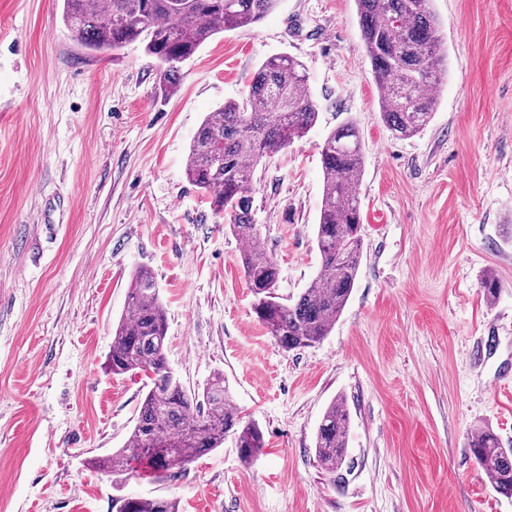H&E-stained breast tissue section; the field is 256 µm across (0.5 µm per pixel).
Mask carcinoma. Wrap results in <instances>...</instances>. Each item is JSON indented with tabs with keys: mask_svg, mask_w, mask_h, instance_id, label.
Returning a JSON list of instances; mask_svg holds the SVG:
<instances>
[{
	"mask_svg": "<svg viewBox=\"0 0 512 512\" xmlns=\"http://www.w3.org/2000/svg\"><path fill=\"white\" fill-rule=\"evenodd\" d=\"M62 18L75 40L96 53L119 51L136 42L158 62L159 89L173 93L180 64L212 36L255 24L278 0H62ZM431 0H355L360 36L377 88L379 110L397 138L415 135L431 121L433 89L448 76L443 36ZM318 120L307 91L304 65L291 56L273 57L254 73L246 96L209 113L189 147L186 176L224 216L231 233L259 241L252 216L254 178L263 159L302 139ZM322 205L316 224L320 266L292 303L275 292L276 262L258 248L240 262L255 302L253 311L275 342L291 351L310 347L332 331L355 286L363 243L358 190L364 167L354 123L330 131L321 148ZM167 320L153 275L137 270L131 278L125 314L112 328L106 369L114 375L144 374L147 392L130 442L90 461L92 468L118 479L141 464L155 479L176 466L206 455L231 437L241 459L252 461L265 447L257 423L243 420L224 375L200 393L187 390L170 370L165 354ZM349 412L342 398L325 410L315 451L331 475L346 464ZM471 455L492 488L512 498V448L481 427L469 441ZM112 512H179L165 498H112Z\"/></svg>",
	"mask_w": 512,
	"mask_h": 512,
	"instance_id": "cac0c4a2",
	"label": "carcinoma"
}]
</instances>
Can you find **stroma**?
I'll use <instances>...</instances> for the list:
<instances>
[{"label":"stroma","instance_id":"stroma-1","mask_svg":"<svg viewBox=\"0 0 512 512\" xmlns=\"http://www.w3.org/2000/svg\"><path fill=\"white\" fill-rule=\"evenodd\" d=\"M448 79L410 139L382 121L355 0H279L208 39L162 96L141 43L88 53L61 0H0V512H112L113 496L181 512H512L469 451L491 426L512 447V0H431ZM301 61L319 117L257 172L253 211L276 291L320 265V148L358 128L363 256L332 332L300 350L258 322L242 242L185 175L207 113L244 97L270 57ZM148 269L166 357L187 388L223 374L266 446L233 440L157 481L91 458L124 447L147 382L105 368L131 276ZM502 285L487 303L481 282ZM344 399L347 463L315 454Z\"/></svg>","mask_w":512,"mask_h":512}]
</instances>
